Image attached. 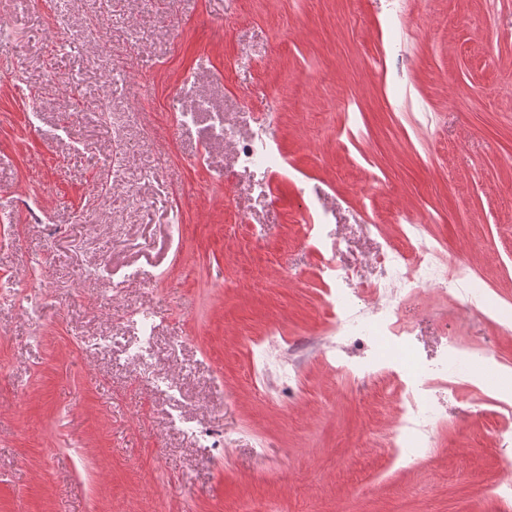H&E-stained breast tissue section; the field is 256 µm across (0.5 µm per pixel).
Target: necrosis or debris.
Masks as SVG:
<instances>
[{
    "label": "necrosis or debris",
    "mask_w": 512,
    "mask_h": 512,
    "mask_svg": "<svg viewBox=\"0 0 512 512\" xmlns=\"http://www.w3.org/2000/svg\"><path fill=\"white\" fill-rule=\"evenodd\" d=\"M233 163L236 168L249 171H272L282 165L278 150L268 145L260 135L253 134L239 141ZM441 252L438 240L422 239L418 247L403 251L392 247L383 258L391 267L386 282L367 286L362 299L340 297L336 300V319L329 348L340 376L365 381L375 374L379 365L397 370L400 386L396 392V419L391 428V445L402 461H409L416 451L428 447L435 429L440 425L439 408L431 393L434 375L487 385L496 381L501 361L490 353L481 355L462 345L448 351L437 368H429L411 353L398 324L397 304L403 293L431 287L437 290L453 285L470 302L483 300L484 284L473 270L466 251H457L444 271L435 266ZM121 320L132 326L134 337L104 336L96 346L104 352L122 355L134 378H141L143 362L153 357V339L157 322L148 313L122 314ZM372 341L377 354L372 363L350 366L342 359L345 341L355 339ZM288 339L277 324H270L266 336L252 356L251 363L259 369L264 382L259 389L261 398L281 403L287 392L298 382L295 371L286 361L275 359L273 351H287Z\"/></svg>",
    "instance_id": "1"
}]
</instances>
